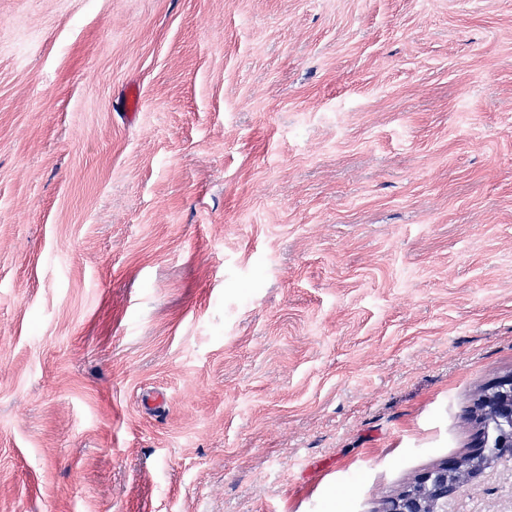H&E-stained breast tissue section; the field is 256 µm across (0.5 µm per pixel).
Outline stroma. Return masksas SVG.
Returning <instances> with one entry per match:
<instances>
[{
	"instance_id": "1",
	"label": "stroma",
	"mask_w": 512,
	"mask_h": 512,
	"mask_svg": "<svg viewBox=\"0 0 512 512\" xmlns=\"http://www.w3.org/2000/svg\"><path fill=\"white\" fill-rule=\"evenodd\" d=\"M510 372L512 0H0V512H380Z\"/></svg>"
}]
</instances>
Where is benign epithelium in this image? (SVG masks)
<instances>
[{"mask_svg":"<svg viewBox=\"0 0 512 512\" xmlns=\"http://www.w3.org/2000/svg\"><path fill=\"white\" fill-rule=\"evenodd\" d=\"M473 412L481 438L468 459L450 457L419 474L414 482L385 502L383 512H448V500L459 499V479L478 480L495 456L512 459V373L474 395Z\"/></svg>","mask_w":512,"mask_h":512,"instance_id":"benign-epithelium-1","label":"benign epithelium"}]
</instances>
